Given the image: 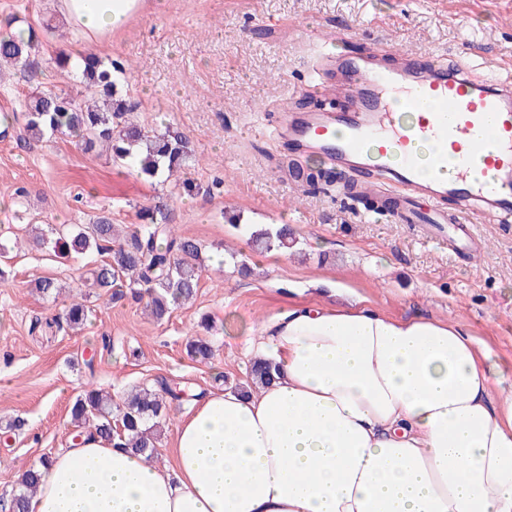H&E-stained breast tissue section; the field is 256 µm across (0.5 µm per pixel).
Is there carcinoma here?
Masks as SVG:
<instances>
[{
  "label": "carcinoma",
  "instance_id": "cac0c4a2",
  "mask_svg": "<svg viewBox=\"0 0 512 512\" xmlns=\"http://www.w3.org/2000/svg\"><path fill=\"white\" fill-rule=\"evenodd\" d=\"M37 41L33 27L17 34L0 32V61L20 64L29 58ZM55 67L67 77L76 76L82 90L46 93L30 98L24 113V130L31 140L45 135L65 136L85 151L108 145L113 162L147 179L173 176L191 157L189 141L179 132L146 130L121 122L129 111L126 100L116 97L112 72L124 68L105 62L94 54L72 56L60 52ZM143 223L129 231H118L112 219L99 216L91 224L76 230L65 229L54 242V252L61 258L71 253L95 251L102 257L92 273L91 286L117 303L127 295L146 299V307L156 321L170 316L175 305L191 301L197 294L202 273L201 248L195 239L175 233L167 217L156 218L145 210ZM249 244L256 250L290 249L294 239L288 227L244 228ZM33 288L50 297L59 285L50 277L32 281ZM89 308L73 300L59 317L74 329L88 318ZM188 356L199 362L213 358L212 345L192 340L186 345ZM277 369L264 359H256L249 370L250 384L263 387L274 380ZM194 394L165 380L158 388L136 386L119 400L100 389L88 387L76 396L71 408L74 436L97 434L107 440L118 439L119 447L129 448L147 460L158 456L159 434L171 420V411L193 400ZM48 460L27 467L20 487L0 495V512H26L27 498L40 486Z\"/></svg>",
  "mask_w": 512,
  "mask_h": 512
}]
</instances>
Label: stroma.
I'll list each match as a JSON object with an SVG mask.
<instances>
[{"mask_svg": "<svg viewBox=\"0 0 512 512\" xmlns=\"http://www.w3.org/2000/svg\"><path fill=\"white\" fill-rule=\"evenodd\" d=\"M0 16L41 37L26 64H0L6 111L23 112L31 96L64 88L52 62L58 52L122 63L116 92L131 107L128 119L184 135L195 184L188 192L146 181L65 138L36 143L18 128L0 139V236L21 240L0 257V418L26 421L21 431L0 434V494L17 488L23 466L68 447L70 408L88 386L115 397L160 379L198 393L235 386L252 363L243 346L248 330L290 306L328 302L330 281L346 288L332 299L339 305L354 293L395 318L457 322L486 346V367L512 376V223L476 225L477 252L437 243L348 197L356 173L275 134L283 114L318 108L308 90L313 80L332 79L327 51H377L390 65L403 50L427 64L491 72L512 62V0H145L102 46L46 40L64 26L56 0H0ZM292 162L322 169L328 182L292 179ZM145 207L200 243L195 300L156 322L141 302L94 292L82 329L31 333L35 319L59 316L100 262L93 252L57 258V229L99 215L133 224ZM244 224L289 225L296 243L254 252ZM41 276L64 284L56 301L32 290ZM204 317L210 328L201 327ZM198 336L215 350L205 364L185 353Z\"/></svg>", "mask_w": 512, "mask_h": 512, "instance_id": "35a3bbf8", "label": "stroma"}]
</instances>
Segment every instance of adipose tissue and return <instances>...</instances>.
<instances>
[{
	"label": "adipose tissue",
	"instance_id": "1",
	"mask_svg": "<svg viewBox=\"0 0 512 512\" xmlns=\"http://www.w3.org/2000/svg\"><path fill=\"white\" fill-rule=\"evenodd\" d=\"M141 6L58 0L95 43ZM244 347L277 379L195 404L173 468L96 438L50 460L28 512H512V392L457 323L291 307Z\"/></svg>",
	"mask_w": 512,
	"mask_h": 512
}]
</instances>
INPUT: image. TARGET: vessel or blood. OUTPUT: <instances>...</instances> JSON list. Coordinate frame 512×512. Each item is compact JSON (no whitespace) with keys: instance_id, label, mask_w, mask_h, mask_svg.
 I'll use <instances>...</instances> for the list:
<instances>
[{"instance_id":"1","label":"vessel or blood","mask_w":512,"mask_h":512,"mask_svg":"<svg viewBox=\"0 0 512 512\" xmlns=\"http://www.w3.org/2000/svg\"><path fill=\"white\" fill-rule=\"evenodd\" d=\"M397 93L403 96L402 110L414 115L419 138L441 146L438 163L447 179H418L414 140L402 134L398 112L390 106ZM325 94L342 97V112L289 115L282 132L336 167L357 171L362 186H377L384 178L401 184L404 195L393 212L405 223L416 221V200L429 201L436 206L435 224L453 225L473 246L475 225L512 219V81L480 80L402 54L390 69L348 64L341 84L328 86ZM340 124L348 132L343 140L336 137ZM476 164L493 171V182L472 177ZM446 197L454 199L455 213L439 209Z\"/></svg>"}]
</instances>
